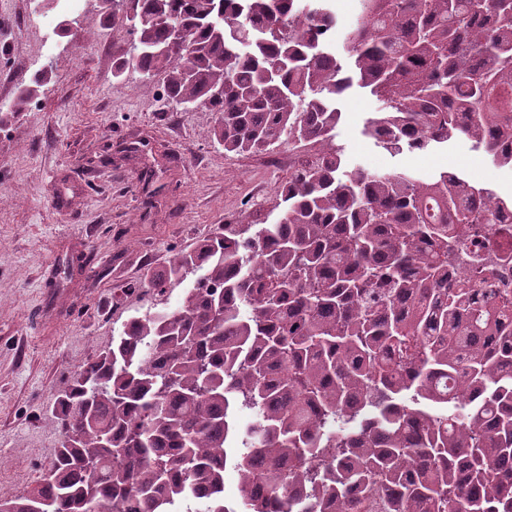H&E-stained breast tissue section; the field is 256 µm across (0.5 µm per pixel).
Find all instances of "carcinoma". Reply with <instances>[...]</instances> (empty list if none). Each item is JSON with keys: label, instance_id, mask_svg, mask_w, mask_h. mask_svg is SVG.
<instances>
[{"label": "carcinoma", "instance_id": "cac0c4a2", "mask_svg": "<svg viewBox=\"0 0 512 512\" xmlns=\"http://www.w3.org/2000/svg\"><path fill=\"white\" fill-rule=\"evenodd\" d=\"M118 4L117 74H163L167 102L216 113L224 152L320 148L274 222L224 224L143 284L147 310L57 394L38 485L0 512H180L200 492L208 512H512V299L471 288L512 267V197L349 167L333 141L357 84L384 149L463 139L512 165V0H358L346 66L332 0Z\"/></svg>", "mask_w": 512, "mask_h": 512}]
</instances>
